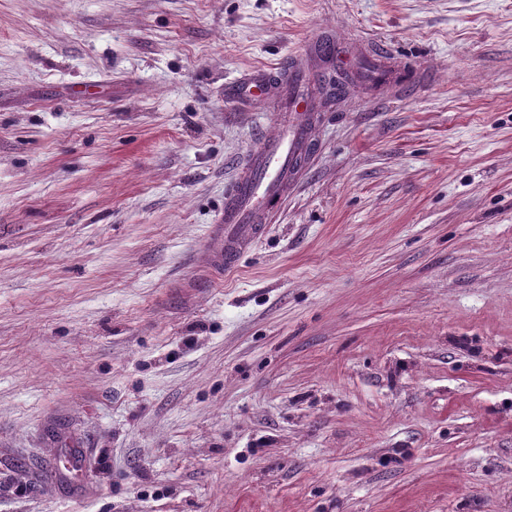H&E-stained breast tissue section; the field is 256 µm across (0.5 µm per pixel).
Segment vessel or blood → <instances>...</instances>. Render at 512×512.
I'll list each match as a JSON object with an SVG mask.
<instances>
[{
    "label": "vessel or blood",
    "instance_id": "1",
    "mask_svg": "<svg viewBox=\"0 0 512 512\" xmlns=\"http://www.w3.org/2000/svg\"><path fill=\"white\" fill-rule=\"evenodd\" d=\"M280 91L287 99V111L281 113L273 133L262 135L224 202V242L216 259L228 270L236 267L240 252L261 235L269 203L296 178L311 142L317 116L310 110L307 73L289 70Z\"/></svg>",
    "mask_w": 512,
    "mask_h": 512
}]
</instances>
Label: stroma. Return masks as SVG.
Listing matches in <instances>:
<instances>
[{"mask_svg": "<svg viewBox=\"0 0 512 512\" xmlns=\"http://www.w3.org/2000/svg\"><path fill=\"white\" fill-rule=\"evenodd\" d=\"M0 512H512V0H0ZM308 74L289 69L280 80L288 110L281 112L278 127L261 136L249 164L243 168L224 202L221 226L224 244L216 256L219 266L228 271L237 266L240 252L259 237L268 220L269 203L280 196L298 175L311 142L317 119L309 112Z\"/></svg>", "mask_w": 512, "mask_h": 512, "instance_id": "35a3bbf8", "label": "stroma"}]
</instances>
